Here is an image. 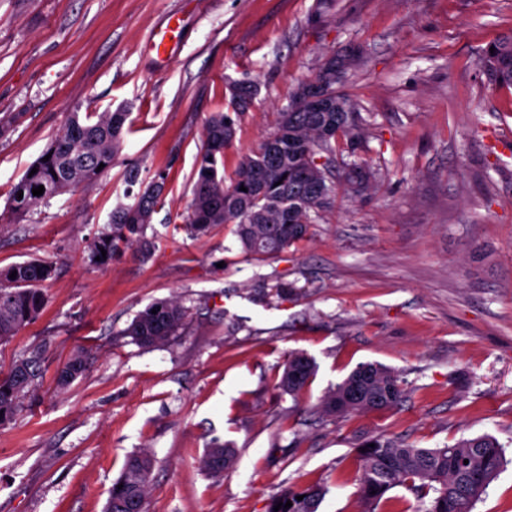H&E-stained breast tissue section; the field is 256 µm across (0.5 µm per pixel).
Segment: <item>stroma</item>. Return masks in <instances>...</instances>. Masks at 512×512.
Masks as SVG:
<instances>
[{"instance_id":"35a3bbf8","label":"stroma","mask_w":512,"mask_h":512,"mask_svg":"<svg viewBox=\"0 0 512 512\" xmlns=\"http://www.w3.org/2000/svg\"><path fill=\"white\" fill-rule=\"evenodd\" d=\"M166 26L159 56L149 44ZM510 34L512 0H0V267L55 268L42 314L0 343L1 369L40 358L34 393L0 426V512H104L141 450L156 460L146 512H265L281 487L310 483L326 489L319 512H364L352 450L370 437L441 448L490 435L512 457V88L488 89L482 67ZM353 52L340 88L366 135L336 165L366 163L371 188L337 190L305 240L261 261L234 225L184 231L229 83L258 93L228 175L325 57ZM75 109L128 112L112 168L16 219L12 186ZM132 168L165 177L155 249L92 265ZM278 280L296 295L270 297ZM172 297L188 318L170 343L125 336ZM79 351L83 375L58 387ZM296 351L317 364L297 399L276 388ZM365 362L399 374L403 401L320 417L324 392ZM215 441L236 453L220 479L202 465Z\"/></svg>"}]
</instances>
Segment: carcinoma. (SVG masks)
<instances>
[{"label":"carcinoma","instance_id":"1","mask_svg":"<svg viewBox=\"0 0 512 512\" xmlns=\"http://www.w3.org/2000/svg\"><path fill=\"white\" fill-rule=\"evenodd\" d=\"M482 63L489 89L512 88V36L485 48ZM238 88V96L229 101L231 112L216 113L206 122L193 195L182 223L191 235L203 234L216 224H234L242 252L259 259L278 255L305 238L310 224L328 208L336 192L334 178L321 184L307 176L308 162L321 153L336 155L341 139L347 148L355 149L364 128L345 119L353 105L334 83L313 107L294 108L293 94L277 113L273 132L253 154L242 159L227 184L221 162L235 135L231 113L243 111L257 94V86L249 81L239 82ZM127 118L126 112L82 117L73 110L64 130L13 185L8 199L11 212L27 217L49 206L57 196L97 181L114 163ZM46 155L47 161L43 160ZM33 168L37 169L34 174L30 173ZM374 177L370 168L355 163L344 168L341 185L352 194H361L370 188ZM40 185L44 193L33 195L32 189ZM160 195L161 184L154 182L137 193L133 203L118 205L112 211L111 230L94 237L88 247L90 263L103 265L123 247H135L142 256H149L154 244L146 230L161 204ZM13 272L14 279L10 278ZM52 275V265L39 259L0 270V341L39 317L46 304L43 285ZM186 320V309L175 299H165L139 312L122 335L142 347L161 345L178 335ZM84 369L85 356L78 352L60 371L58 384H69ZM315 370L311 357L294 352L288 357L278 388L295 398L306 389ZM38 378L36 355L16 360L9 372L0 376L1 426L13 420ZM403 396L399 375L381 364L367 362L326 391L318 409L324 417L383 410L397 406ZM354 451L359 494L367 512H375L397 486L406 487L424 501L423 512H471L508 464L503 448L490 435L461 439L443 448H418L398 438L374 437ZM233 458L234 449L215 442L207 450L204 467L218 478ZM154 463L147 451L127 458L121 476L109 489L106 512H146ZM324 495L319 484L286 487L269 499L266 512H318ZM287 501L292 502L291 507L274 510L278 503Z\"/></svg>","mask_w":512,"mask_h":512}]
</instances>
